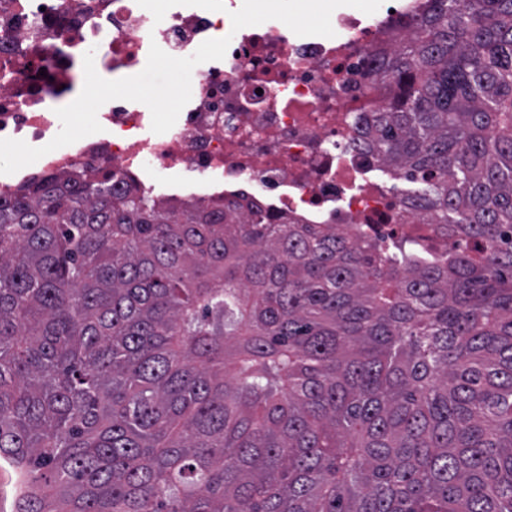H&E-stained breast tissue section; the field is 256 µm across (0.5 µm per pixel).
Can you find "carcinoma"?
Returning <instances> with one entry per match:
<instances>
[{"instance_id":"obj_1","label":"carcinoma","mask_w":512,"mask_h":512,"mask_svg":"<svg viewBox=\"0 0 512 512\" xmlns=\"http://www.w3.org/2000/svg\"><path fill=\"white\" fill-rule=\"evenodd\" d=\"M365 145L446 260L154 201L0 196L15 512H512V0H427Z\"/></svg>"}]
</instances>
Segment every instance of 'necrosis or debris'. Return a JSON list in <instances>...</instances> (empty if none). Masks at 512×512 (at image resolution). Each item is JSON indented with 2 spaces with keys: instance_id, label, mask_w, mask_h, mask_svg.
<instances>
[{
  "instance_id": "4bbe7bcc",
  "label": "necrosis or debris",
  "mask_w": 512,
  "mask_h": 512,
  "mask_svg": "<svg viewBox=\"0 0 512 512\" xmlns=\"http://www.w3.org/2000/svg\"><path fill=\"white\" fill-rule=\"evenodd\" d=\"M416 7L409 0L373 24L338 16L330 38L266 23L242 28L222 60L194 75L170 130L152 132L142 103L109 101L97 114L102 132L19 175L0 174V195L13 193L19 177L112 170L161 201L222 198L258 207L270 223L288 216L336 224L384 245L410 237L427 253H445L447 238L380 177L363 139L371 112L385 103L378 53ZM229 22L228 13L182 5L158 22L137 0H0V138L50 142L61 128L57 109L72 102L84 77L86 52L96 70L135 75L151 44L182 58ZM151 168L185 173L188 183L157 191Z\"/></svg>"
}]
</instances>
